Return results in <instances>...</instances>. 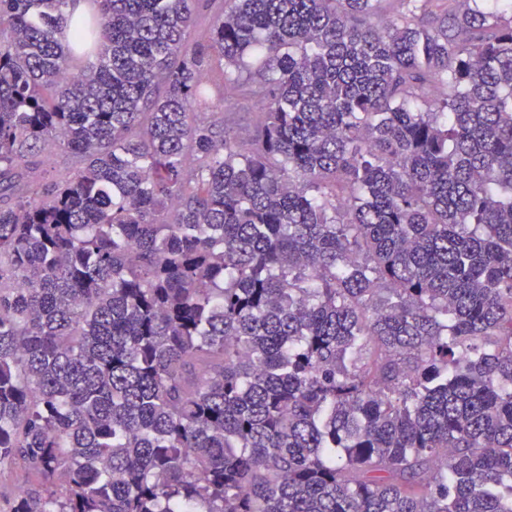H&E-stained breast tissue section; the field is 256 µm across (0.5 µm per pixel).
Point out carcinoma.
Listing matches in <instances>:
<instances>
[{
    "label": "carcinoma",
    "mask_w": 512,
    "mask_h": 512,
    "mask_svg": "<svg viewBox=\"0 0 512 512\" xmlns=\"http://www.w3.org/2000/svg\"><path fill=\"white\" fill-rule=\"evenodd\" d=\"M79 2L0 0L10 512H512V0ZM40 480L20 469L5 470L2 474V496L0 497V512H7L9 501L13 494L21 490H38Z\"/></svg>",
    "instance_id": "carcinoma-1"
}]
</instances>
